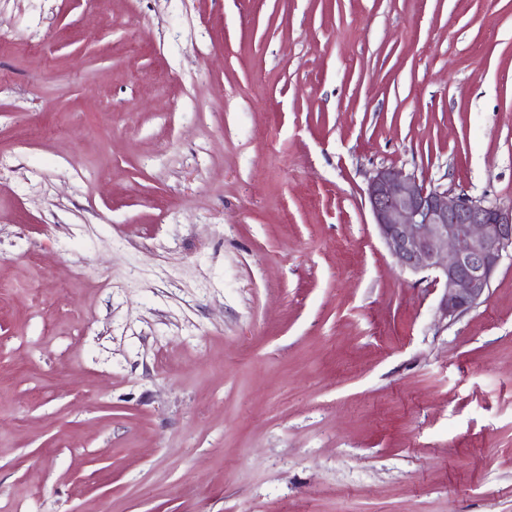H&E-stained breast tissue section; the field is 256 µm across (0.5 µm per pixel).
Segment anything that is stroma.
Wrapping results in <instances>:
<instances>
[{
	"label": "stroma",
	"instance_id": "stroma-1",
	"mask_svg": "<svg viewBox=\"0 0 512 512\" xmlns=\"http://www.w3.org/2000/svg\"><path fill=\"white\" fill-rule=\"evenodd\" d=\"M391 165L512 205V0H0V512H512Z\"/></svg>",
	"mask_w": 512,
	"mask_h": 512
}]
</instances>
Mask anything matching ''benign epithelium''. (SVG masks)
<instances>
[{"label": "benign epithelium", "mask_w": 512, "mask_h": 512, "mask_svg": "<svg viewBox=\"0 0 512 512\" xmlns=\"http://www.w3.org/2000/svg\"><path fill=\"white\" fill-rule=\"evenodd\" d=\"M366 199L397 265L433 274L444 319L481 304L504 257L512 258V206L452 195L394 166L368 177Z\"/></svg>", "instance_id": "obj_1"}]
</instances>
